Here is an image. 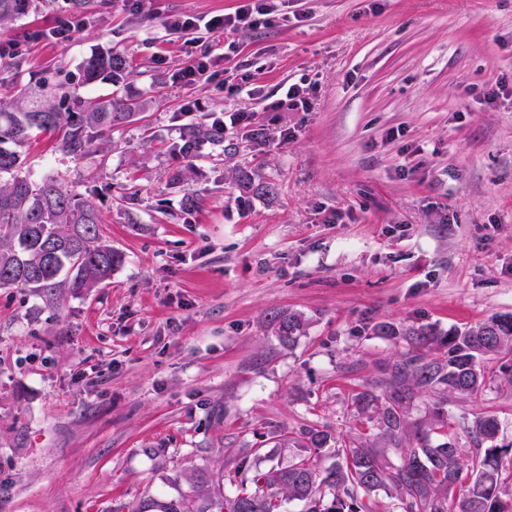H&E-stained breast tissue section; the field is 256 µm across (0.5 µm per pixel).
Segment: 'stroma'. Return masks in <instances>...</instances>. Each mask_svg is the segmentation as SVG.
Masks as SVG:
<instances>
[{"label":"stroma","instance_id":"obj_1","mask_svg":"<svg viewBox=\"0 0 512 512\" xmlns=\"http://www.w3.org/2000/svg\"><path fill=\"white\" fill-rule=\"evenodd\" d=\"M239 4L36 0L0 31L19 63L0 68L2 99L58 70L83 99L108 95L81 78L111 49L133 70L126 93L149 103L82 160L46 133L27 147L31 177L93 201L124 260L87 295L0 288V512H128L201 484L234 497L239 459L309 457L278 445L301 425L342 443L362 431L352 396L397 350L374 324L445 332L512 314V0H286L193 48L164 25ZM64 16L82 27L59 43L47 33ZM191 49L213 61L197 84L180 78ZM301 80L314 110H271ZM234 111L248 122L178 153L184 128ZM240 167L274 195L241 192ZM282 309L308 321L290 347L261 324ZM444 411L463 457L484 412L512 445L499 362L481 396Z\"/></svg>","mask_w":512,"mask_h":512}]
</instances>
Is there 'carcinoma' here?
<instances>
[{
  "instance_id": "cac0c4a2",
  "label": "carcinoma",
  "mask_w": 512,
  "mask_h": 512,
  "mask_svg": "<svg viewBox=\"0 0 512 512\" xmlns=\"http://www.w3.org/2000/svg\"><path fill=\"white\" fill-rule=\"evenodd\" d=\"M34 0H0V26L27 13ZM120 53L98 52L84 64V82L106 76L117 84L127 76ZM144 110L136 98L110 94L82 99L63 82L45 78L0 99V288L47 290L56 296L69 290L88 293L110 279L123 256L102 240L94 205L62 189L54 177L31 180L25 172L26 146L33 133L56 135L58 149L74 159L85 156L112 128L123 126ZM215 133L198 125L185 129L178 152L195 155L200 141ZM241 190L271 195L274 186L252 172L239 170ZM265 330L283 345L306 334L308 322L295 311H278L264 319ZM376 334L405 344L365 379L353 397L360 417L376 429L373 437L353 439L336 449V463L320 470L310 460L266 471L239 462L229 482L232 498L185 497L139 504L130 512H281L293 500L306 512H373L371 494L385 490L393 512H512V494L504 490L503 455L507 448L483 444L498 433L495 416L474 417L467 432L475 444L471 459L461 461L456 443L446 437L440 405L473 398L486 387L485 364L512 352V315H495L474 325L444 333L430 325L402 328L379 322ZM431 395L438 408L418 425L410 421L416 397ZM327 426L305 425L284 437L319 455L330 448ZM399 455L393 462L389 454ZM330 504H324L326 496Z\"/></svg>"
}]
</instances>
